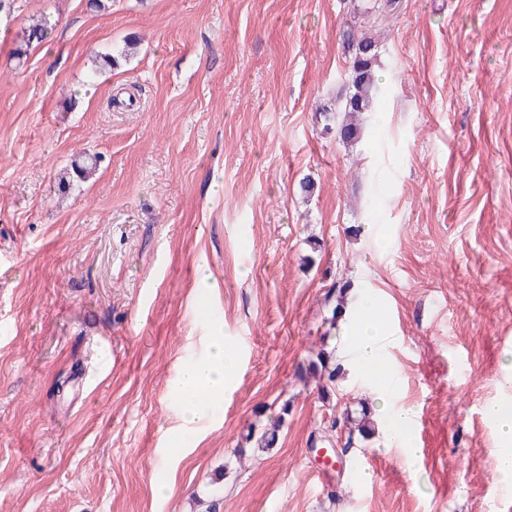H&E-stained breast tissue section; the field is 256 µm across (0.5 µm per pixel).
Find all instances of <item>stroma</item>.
I'll return each instance as SVG.
<instances>
[{
	"label": "stroma",
	"mask_w": 512,
	"mask_h": 512,
	"mask_svg": "<svg viewBox=\"0 0 512 512\" xmlns=\"http://www.w3.org/2000/svg\"><path fill=\"white\" fill-rule=\"evenodd\" d=\"M352 20L380 42L386 92L346 145L317 107L344 88ZM130 36L137 53L92 77ZM82 152L98 168L60 194ZM374 303L416 462L405 434L344 420L377 405L341 353ZM215 324L236 360L224 416L165 453L172 383ZM319 348L339 368L329 392ZM510 357L512 0L0 14V512H512L483 411L512 404ZM277 418L273 447L249 442ZM318 448L342 471L320 475ZM52 30V24L48 18L43 17L36 23L30 25L23 33L21 44L15 49L13 58L16 60L17 65L20 66L24 63L27 51L34 43L41 44L44 42ZM315 359L311 360L310 368L318 373L319 380L325 381L323 384L324 391L327 392L329 385H335L337 367L331 352L319 349L314 353Z\"/></svg>",
	"instance_id": "obj_1"
}]
</instances>
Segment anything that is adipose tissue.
Instances as JSON below:
<instances>
[{
	"label": "adipose tissue",
	"mask_w": 512,
	"mask_h": 512,
	"mask_svg": "<svg viewBox=\"0 0 512 512\" xmlns=\"http://www.w3.org/2000/svg\"><path fill=\"white\" fill-rule=\"evenodd\" d=\"M386 339L385 325L376 308H369L365 317L352 323L348 342L355 355L358 370L364 371L372 383H381L387 368L378 350ZM235 382L232 360L224 346V332L214 329L206 355L184 366L173 383L181 423L168 433L171 449H179L186 432L195 424L222 417L224 392Z\"/></svg>",
	"instance_id": "obj_1"
}]
</instances>
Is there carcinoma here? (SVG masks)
<instances>
[{
  "mask_svg": "<svg viewBox=\"0 0 512 512\" xmlns=\"http://www.w3.org/2000/svg\"><path fill=\"white\" fill-rule=\"evenodd\" d=\"M52 30L48 18L30 25L23 33L21 44L15 49L13 58L21 64L25 61L29 47L44 42ZM343 42L350 54L345 93L335 104L322 105L320 112L325 118L334 121V125H325L324 129H336V137L343 142L354 141L359 137L360 128L356 118L364 113L376 111L377 104L385 92V87L376 77L380 52L378 43L366 31L352 26L343 32ZM99 156L84 154L70 164L68 177L60 181V189L67 191L71 182L78 178H88L97 168ZM310 368L325 381L323 387L336 383L337 367L333 354L319 349L314 353Z\"/></svg>",
  "mask_w": 512,
  "mask_h": 512,
  "instance_id": "carcinoma-1",
  "label": "carcinoma"
}]
</instances>
